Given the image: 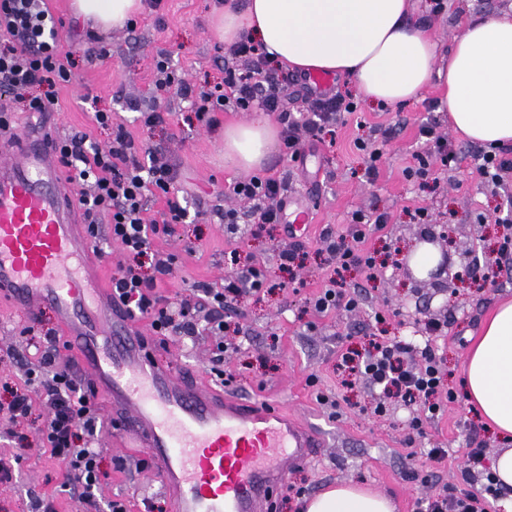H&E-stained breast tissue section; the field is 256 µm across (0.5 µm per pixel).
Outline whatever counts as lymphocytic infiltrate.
I'll return each instance as SVG.
<instances>
[{"mask_svg": "<svg viewBox=\"0 0 512 512\" xmlns=\"http://www.w3.org/2000/svg\"><path fill=\"white\" fill-rule=\"evenodd\" d=\"M63 22L49 11L45 0H0V135H12L14 104L27 100L28 111L45 104L57 105L59 89L70 80L69 59L63 54L59 30ZM300 76L272 66L261 46L244 37L230 45L224 54V81L210 88H199L179 76L167 58L155 63V89L162 96H178L194 112L199 122L214 127L215 113L253 109L277 115L286 160L301 159L307 144L335 138L338 126L354 114L353 100L339 91L318 92L305 88L304 117H296L288 108L289 88L299 86ZM98 128L110 131L108 144H100L89 135L64 136L59 140L62 166L67 180L78 189L77 200L86 221V232L93 241L117 244L122 258L112 273V296L133 318L146 317L157 336L194 337L200 328L213 335L224 333V322L215 318L200 324L199 308L221 311L231 307L245 287L260 290L265 275L252 267L225 276L223 287L199 284V306L172 303L156 288L163 277L172 275L175 255H160L155 246L159 234H170L173 225L183 223L186 206L172 187L178 172L164 154L136 144L123 127L113 125L106 111L94 114ZM425 143L416 153L407 177L428 181L435 173L449 172L457 164V154L447 134L435 124L419 128ZM160 192L165 210L160 219L145 220L146 194ZM282 181L253 175L237 181L230 190L233 206L225 208L224 222L229 233H237L241 216L238 205L248 207L257 231L284 221L286 205ZM386 215L369 216L356 210L346 233L325 232L324 261L332 273L324 288L312 298L311 308L318 313L335 309L353 311L359 300L347 289L346 275L354 269L369 271L376 266L373 252L363 244L371 229H382ZM49 349L39 364L25 368V391H15L6 406L9 419L20 422L32 409L33 398H40L49 412L40 429L43 448L51 457L65 462L66 490L77 493L93 512H127L125 498L101 500L100 491L107 478L101 469V451L92 441L101 420L100 409L83 379L69 366L55 363L60 339L50 336ZM412 348L402 342L371 340L360 356L343 354L338 371L347 375V384L360 382L377 388L381 398L375 414L385 411L386 401L416 408L418 415L409 427L422 432L424 419L434 417L442 399L456 401V392H445L442 362L428 348L420 352L419 362L408 358ZM416 512H486L479 495L454 486L434 497L418 499Z\"/></svg>", "mask_w": 512, "mask_h": 512, "instance_id": "1", "label": "lymphocytic infiltrate"}]
</instances>
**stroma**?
Masks as SVG:
<instances>
[{"label": "stroma", "instance_id": "stroma-1", "mask_svg": "<svg viewBox=\"0 0 512 512\" xmlns=\"http://www.w3.org/2000/svg\"><path fill=\"white\" fill-rule=\"evenodd\" d=\"M506 5L507 0H447L444 10L436 12L430 0H416L412 19L426 25L447 50L468 15L491 16ZM217 7L218 0H164L160 11H143L133 27L102 34L72 14L70 0H52V12L63 21L62 49L74 61L70 83L59 90V132L107 142L109 132L92 122L93 113L104 110L111 113L114 124L135 140L160 149L177 167L174 190L198 217L195 223L175 225L172 235L156 243L160 253L179 258L174 274L161 283V294L196 303V283L222 286L226 275L246 265L262 268L277 281L275 289L240 299L226 336L238 349L224 356V370L233 376L231 391L284 406L323 435L318 457L289 472L288 486L276 494L272 512H301L304 498L341 481L369 485L391 498L395 512H414L418 498L445 485L463 486L470 448L482 447L492 457L506 448V441L487 428L477 409L463 398L444 402L441 411L424 422L423 436L412 435L408 424L415 409L391 402L384 415H375L377 390L365 383L346 388L336 363L346 350L364 351L369 336L381 329L394 341L419 347L430 344L444 360L446 384L461 390L466 355L488 313L501 299L512 297V260L503 261L495 278L465 291L420 286L414 277L386 263L369 275L355 271L348 281L359 298L358 310L317 314L309 310L307 301L319 293L329 275L319 255L321 237L329 229L345 232L355 210L384 212L389 220L368 240L371 250L380 255L404 254L420 237L449 230L454 238L448 248L450 266L458 272L473 265L480 254L497 253L499 244L488 239L487 231L494 225V210L502 197L476 171L477 145L450 131L447 113L427 112L428 101L440 97L433 85L422 100L393 108L359 102L355 120L339 129L335 144L307 145L303 162L289 163L281 150L273 151L264 174L304 192L313 209L312 223L298 238H291L280 225L257 236L246 224L238 234L227 233L216 213L229 205L230 188L245 173L224 165V128L248 120V113H218L219 125L210 129L172 96L163 103L172 113L169 126L147 130L138 120L140 107L154 95L153 70L159 54L168 55L173 69L193 85L210 87L223 81L224 48L208 35L210 16ZM428 119L447 131L458 162L451 176L424 186L407 178L405 167L411 153L421 147L418 126ZM359 135L377 140L383 152L377 179L363 175V158L352 145ZM420 206L430 209L432 223L411 221L409 210ZM294 241L302 244L305 258L300 283L289 285L276 266L272 247ZM425 307L438 311L440 321L448 325L447 335L428 338L417 332L414 311ZM378 313L384 316V325L376 324ZM137 325L150 337L153 356L161 366L214 381L211 368L217 337L156 336L146 318L138 319ZM58 328L52 308L33 316L0 304V356L6 358L0 363L1 404L9 400L11 390L24 385L21 364L37 362L45 350V333ZM320 393L336 399V407L320 404L316 399ZM95 400L102 412L97 429L101 466L108 474L103 497L133 486L139 498L173 512L162 474L150 463L148 450L132 454L122 448L104 393H97ZM46 415V407L38 401L23 423L10 425L0 414V457L15 451L8 430L23 435L28 446L12 481L0 483V512H32L34 501L43 497L54 498L57 512H84L76 496L61 490L65 466L40 448L39 428ZM434 446L444 448L446 455L434 465L433 477L427 478L419 474L413 452ZM138 459L146 463L140 471L134 465Z\"/></svg>", "mask_w": 512, "mask_h": 512}]
</instances>
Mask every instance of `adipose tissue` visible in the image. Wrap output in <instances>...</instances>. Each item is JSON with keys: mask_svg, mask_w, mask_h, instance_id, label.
<instances>
[{"mask_svg": "<svg viewBox=\"0 0 512 512\" xmlns=\"http://www.w3.org/2000/svg\"><path fill=\"white\" fill-rule=\"evenodd\" d=\"M76 15L102 30L125 27L142 0H72ZM411 0H240L210 19L212 36L232 44L251 36L270 58L305 73L349 76L370 102L394 106L420 100L431 83L440 107L465 139L512 144V9L469 17L450 51L409 19ZM278 129L267 116L224 130V162L257 170ZM466 395L489 426L512 438V299L488 314L466 361ZM306 512H394L370 488L340 483L314 496Z\"/></svg>", "mask_w": 512, "mask_h": 512, "instance_id": "obj_1", "label": "adipose tissue"}]
</instances>
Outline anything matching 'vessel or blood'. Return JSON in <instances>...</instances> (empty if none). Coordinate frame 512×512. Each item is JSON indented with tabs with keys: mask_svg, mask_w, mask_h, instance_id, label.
Masks as SVG:
<instances>
[{
	"mask_svg": "<svg viewBox=\"0 0 512 512\" xmlns=\"http://www.w3.org/2000/svg\"><path fill=\"white\" fill-rule=\"evenodd\" d=\"M57 112L0 146V300L52 307L68 351L110 398L120 433L149 448L175 512H267L289 470L318 456L298 417L157 365L92 266L56 149Z\"/></svg>",
	"mask_w": 512,
	"mask_h": 512,
	"instance_id": "obj_1",
	"label": "vessel or blood"
}]
</instances>
